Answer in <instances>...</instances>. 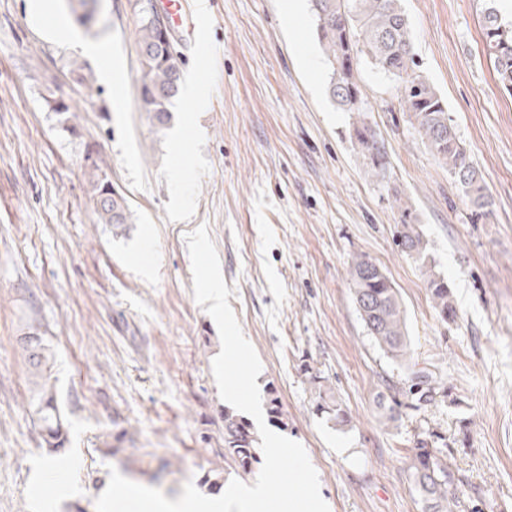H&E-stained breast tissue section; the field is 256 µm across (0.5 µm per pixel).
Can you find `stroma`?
Here are the masks:
<instances>
[{
    "label": "stroma",
    "instance_id": "stroma-1",
    "mask_svg": "<svg viewBox=\"0 0 512 512\" xmlns=\"http://www.w3.org/2000/svg\"><path fill=\"white\" fill-rule=\"evenodd\" d=\"M201 42L176 40L185 93L156 130L140 100L132 0H56L43 22L28 0H0V512H96L110 469L178 497L207 473L258 476L223 457L224 407L212 374L213 319L194 299L187 235L209 229L228 302L255 348L262 402L278 397L275 432L303 445L330 512H423L409 450L447 463L454 512H512V93L497 82L483 12L501 0H399L419 70L448 106L484 180L476 217L459 184L402 111L395 81L359 65L366 110L341 111L310 0H206ZM59 25L63 37L50 35ZM101 45L122 71L103 82ZM74 108L63 129L54 101ZM365 119L389 162L371 176L354 127ZM94 146L134 213L115 233L90 200ZM412 207L456 317L443 321L423 267L395 244ZM366 255L397 288L411 358L368 336L348 264ZM44 336L67 423L63 451L43 446L20 339ZM445 391L386 422V383L414 368ZM333 392L346 421L317 409Z\"/></svg>",
    "mask_w": 512,
    "mask_h": 512
}]
</instances>
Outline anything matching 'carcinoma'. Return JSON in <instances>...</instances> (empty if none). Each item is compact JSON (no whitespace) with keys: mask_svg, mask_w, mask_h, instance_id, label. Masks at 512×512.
Returning <instances> with one entry per match:
<instances>
[{"mask_svg":"<svg viewBox=\"0 0 512 512\" xmlns=\"http://www.w3.org/2000/svg\"><path fill=\"white\" fill-rule=\"evenodd\" d=\"M317 18L319 39L330 69L329 94L333 103L345 112H363L364 104L350 102L347 87L361 89L358 68L344 62L365 55L374 65L398 83L400 103L410 113L416 129L438 162L455 177L464 194L479 214L490 204L482 177L472 165L467 149L450 124L448 109L435 88L417 71L408 19L399 0H312ZM139 22V48L142 65L140 98L157 130L168 127L172 100L181 83V68L174 56L168 26L154 15L152 0H134ZM487 47L494 59L498 83L512 91V28L501 23L497 11L488 8L483 16ZM52 110L59 115L64 128L77 132L71 123L72 105L64 100L54 102ZM356 142L369 159V172L375 177L387 169V157L379 145L372 126L361 119L355 127ZM91 201L102 224L125 228L132 223V212L126 197L108 184L106 171L97 159L88 161ZM395 202L401 209L403 224L396 231V243L407 255L426 261L427 243L416 230L413 212L400 195ZM426 285L435 309L443 320L456 316L450 300L448 281L427 267ZM357 311L368 335L392 358L409 355L406 324L402 304L392 282L384 271L364 256L352 258L348 270ZM21 348L35 378L34 412L40 423L43 443L55 452L64 447L67 429L53 392L47 383L51 352L41 336L22 337ZM410 394L419 404L433 400L440 382L432 372L420 369L414 373ZM258 438L249 423L237 413L224 410V459L231 460L248 472L256 459ZM412 474L424 502L425 512H451L448 509V466L436 452L420 444L410 449Z\"/></svg>","mask_w":512,"mask_h":512,"instance_id":"cac0c4a2","label":"carcinoma"}]
</instances>
